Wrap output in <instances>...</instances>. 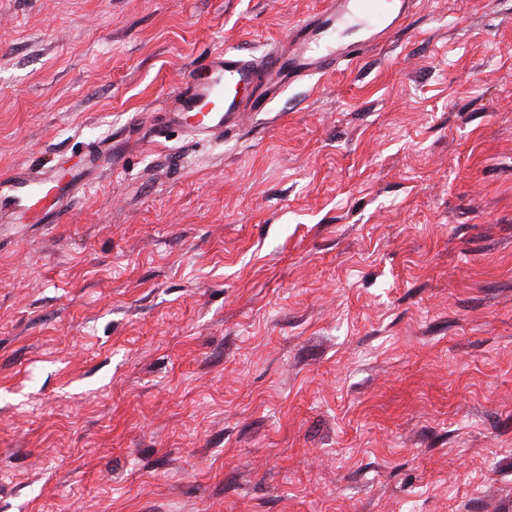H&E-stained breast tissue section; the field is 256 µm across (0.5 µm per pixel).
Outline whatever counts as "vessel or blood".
<instances>
[{
    "label": "vessel or blood",
    "mask_w": 512,
    "mask_h": 512,
    "mask_svg": "<svg viewBox=\"0 0 512 512\" xmlns=\"http://www.w3.org/2000/svg\"><path fill=\"white\" fill-rule=\"evenodd\" d=\"M417 0H323V7L290 30L284 42L254 57L237 48L214 53L196 66L166 102L168 123L210 140L241 127L261 111L268 94L313 74L348 63L375 44L394 39ZM38 224V209L52 193L34 172L15 174L0 185Z\"/></svg>",
    "instance_id": "b4317fda"
}]
</instances>
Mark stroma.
Instances as JSON below:
<instances>
[{"label":"stroma","mask_w":512,"mask_h":512,"mask_svg":"<svg viewBox=\"0 0 512 512\" xmlns=\"http://www.w3.org/2000/svg\"><path fill=\"white\" fill-rule=\"evenodd\" d=\"M319 0H0V512H512V0L223 140L162 107ZM74 186L71 184L66 190H61L57 186H51L46 178H40L35 172H20L15 174L0 185L1 189L8 193L15 204L24 210L27 219L33 220L37 224H49V213H41L38 210L39 203L53 192L54 188H58L57 200H61L65 192ZM56 200V202H57Z\"/></svg>","instance_id":"35a3bbf8"}]
</instances>
